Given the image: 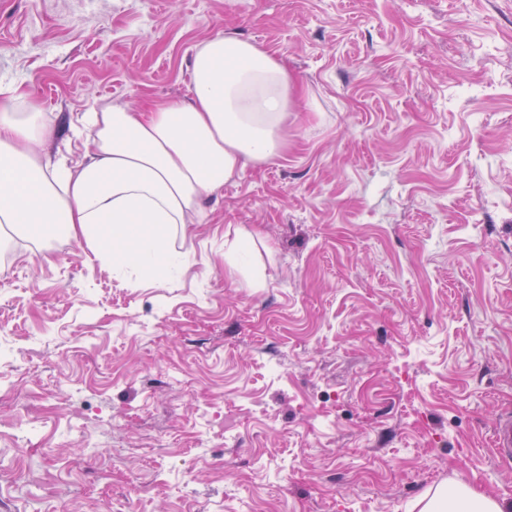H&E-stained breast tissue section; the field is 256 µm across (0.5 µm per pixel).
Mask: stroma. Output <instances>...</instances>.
<instances>
[{
    "mask_svg": "<svg viewBox=\"0 0 512 512\" xmlns=\"http://www.w3.org/2000/svg\"><path fill=\"white\" fill-rule=\"evenodd\" d=\"M217 35L294 79L286 146L203 201L175 280L0 252V512L512 502V0H0V89L75 166L83 112L189 101ZM492 443L496 456L502 462L512 460V415L500 417L492 430ZM421 512H511L512 503L477 493L465 484L428 489L421 495Z\"/></svg>",
    "mask_w": 512,
    "mask_h": 512,
    "instance_id": "obj_1",
    "label": "stroma"
}]
</instances>
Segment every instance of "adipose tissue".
Returning <instances> with one entry per match:
<instances>
[{
	"instance_id": "obj_1",
	"label": "adipose tissue",
	"mask_w": 512,
	"mask_h": 512,
	"mask_svg": "<svg viewBox=\"0 0 512 512\" xmlns=\"http://www.w3.org/2000/svg\"><path fill=\"white\" fill-rule=\"evenodd\" d=\"M189 102L137 112L85 113L87 158L51 162L40 106L0 90V246L63 234L113 269L171 280L187 257L172 242L201 220L204 197L246 162L277 156L293 92L285 67L250 41L216 36L196 52ZM421 512H512V505L452 483L425 491Z\"/></svg>"
}]
</instances>
